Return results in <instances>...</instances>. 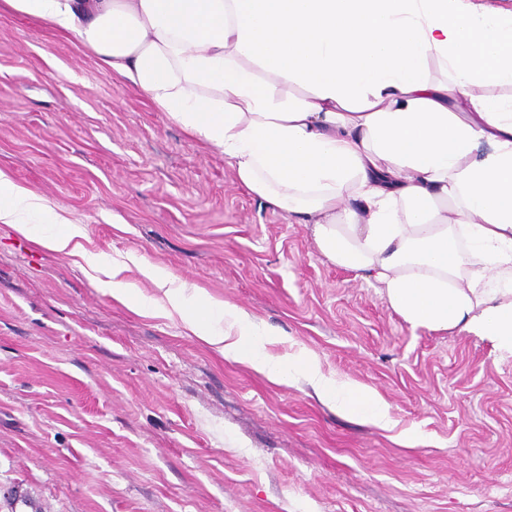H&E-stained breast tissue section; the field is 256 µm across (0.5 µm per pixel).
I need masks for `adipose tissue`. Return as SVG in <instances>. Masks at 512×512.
I'll return each mask as SVG.
<instances>
[{"label": "adipose tissue", "mask_w": 512, "mask_h": 512, "mask_svg": "<svg viewBox=\"0 0 512 512\" xmlns=\"http://www.w3.org/2000/svg\"><path fill=\"white\" fill-rule=\"evenodd\" d=\"M75 38L222 154L236 182L313 227L319 252L376 284L410 325L488 336L512 353V17L474 0H0ZM438 66L445 79L434 78ZM304 89L290 98L289 86ZM491 152L478 159L474 150ZM0 224L74 256L104 294L177 319L231 360L386 429L375 390L164 268L86 249L83 225L0 170Z\"/></svg>", "instance_id": "obj_1"}]
</instances>
